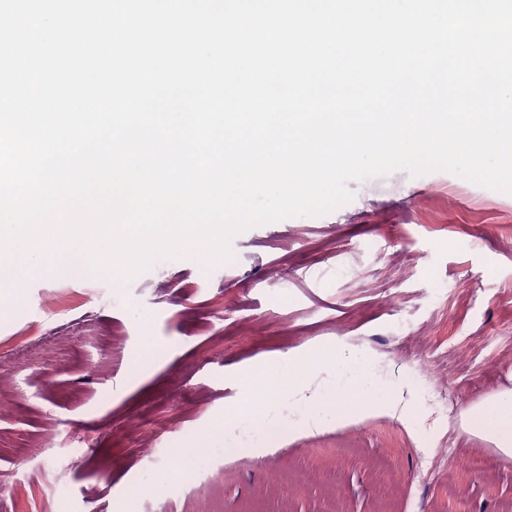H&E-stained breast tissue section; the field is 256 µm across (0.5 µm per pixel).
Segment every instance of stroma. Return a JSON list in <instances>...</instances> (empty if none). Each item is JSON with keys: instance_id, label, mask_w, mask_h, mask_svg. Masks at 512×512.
Masks as SVG:
<instances>
[{"instance_id": "obj_1", "label": "stroma", "mask_w": 512, "mask_h": 512, "mask_svg": "<svg viewBox=\"0 0 512 512\" xmlns=\"http://www.w3.org/2000/svg\"><path fill=\"white\" fill-rule=\"evenodd\" d=\"M348 187L214 268L55 266L1 291L0 512H512V456L463 420L512 389V194L445 171ZM319 351L364 356L415 425L373 414L251 451L302 411L288 356ZM247 404L259 434L232 418Z\"/></svg>"}]
</instances>
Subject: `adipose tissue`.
I'll use <instances>...</instances> for the list:
<instances>
[{
  "mask_svg": "<svg viewBox=\"0 0 512 512\" xmlns=\"http://www.w3.org/2000/svg\"><path fill=\"white\" fill-rule=\"evenodd\" d=\"M334 362L336 378L327 389L314 388L313 382L327 362ZM362 390L360 399L350 408L336 414L337 422L355 421L367 412L395 414L397 396L388 383L379 381L374 367L364 358L332 361L330 353L315 352L295 362L290 372L288 390L300 396L309 407L299 419L289 421V434H311L321 429L326 417L321 412L324 404L347 397ZM471 433L493 443L502 453L512 456V391L489 398L487 405H475L465 413Z\"/></svg>",
  "mask_w": 512,
  "mask_h": 512,
  "instance_id": "obj_1",
  "label": "adipose tissue"
}]
</instances>
